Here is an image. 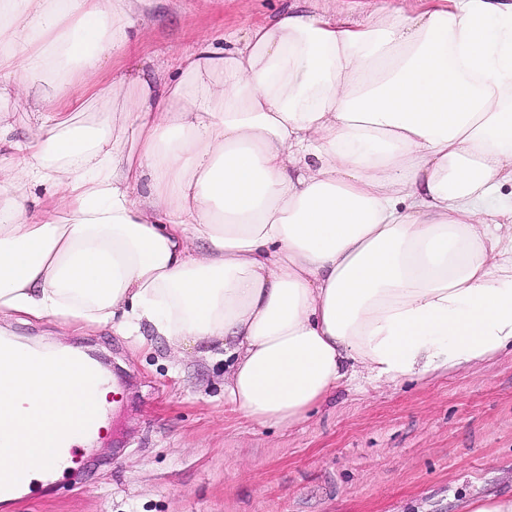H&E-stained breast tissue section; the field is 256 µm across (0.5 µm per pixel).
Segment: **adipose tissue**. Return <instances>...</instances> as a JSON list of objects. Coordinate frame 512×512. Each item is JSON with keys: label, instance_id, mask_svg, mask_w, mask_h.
I'll return each instance as SVG.
<instances>
[{"label": "adipose tissue", "instance_id": "obj_1", "mask_svg": "<svg viewBox=\"0 0 512 512\" xmlns=\"http://www.w3.org/2000/svg\"><path fill=\"white\" fill-rule=\"evenodd\" d=\"M145 0H0V317L224 350L289 427L512 346V12L283 7L112 79Z\"/></svg>", "mask_w": 512, "mask_h": 512}]
</instances>
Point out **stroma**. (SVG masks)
Instances as JSON below:
<instances>
[{"label": "stroma", "mask_w": 512, "mask_h": 512, "mask_svg": "<svg viewBox=\"0 0 512 512\" xmlns=\"http://www.w3.org/2000/svg\"><path fill=\"white\" fill-rule=\"evenodd\" d=\"M283 0H151L106 72H161L203 35L242 30ZM67 348L120 384L116 415L53 484L0 512H458L512 491V351L398 384L341 387L292 427L224 411V359L198 343L137 347L111 326L0 319V334Z\"/></svg>", "instance_id": "stroma-1"}]
</instances>
